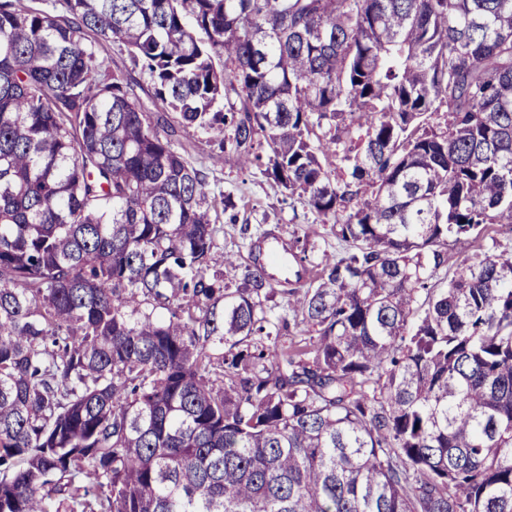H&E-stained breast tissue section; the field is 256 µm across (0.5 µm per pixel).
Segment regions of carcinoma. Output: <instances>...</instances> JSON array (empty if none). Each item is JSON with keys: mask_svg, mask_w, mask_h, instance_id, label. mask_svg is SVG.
Here are the masks:
<instances>
[{"mask_svg": "<svg viewBox=\"0 0 512 512\" xmlns=\"http://www.w3.org/2000/svg\"><path fill=\"white\" fill-rule=\"evenodd\" d=\"M199 129L343 255L213 268ZM503 231L512 0H0V512H512Z\"/></svg>", "mask_w": 512, "mask_h": 512, "instance_id": "carcinoma-1", "label": "carcinoma"}]
</instances>
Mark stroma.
<instances>
[{
	"label": "stroma",
	"instance_id": "35a3bbf8",
	"mask_svg": "<svg viewBox=\"0 0 512 512\" xmlns=\"http://www.w3.org/2000/svg\"><path fill=\"white\" fill-rule=\"evenodd\" d=\"M192 142L196 161L206 168L214 194L232 195L236 203L235 221L221 223L216 261H223L225 252L241 249L249 239L274 226L289 231L316 227L313 258L326 252L341 253L342 246L329 234L327 225L317 224L315 214L300 201L286 199L283 190L262 174L239 173L235 161L219 152L215 133L195 131Z\"/></svg>",
	"mask_w": 512,
	"mask_h": 512
}]
</instances>
